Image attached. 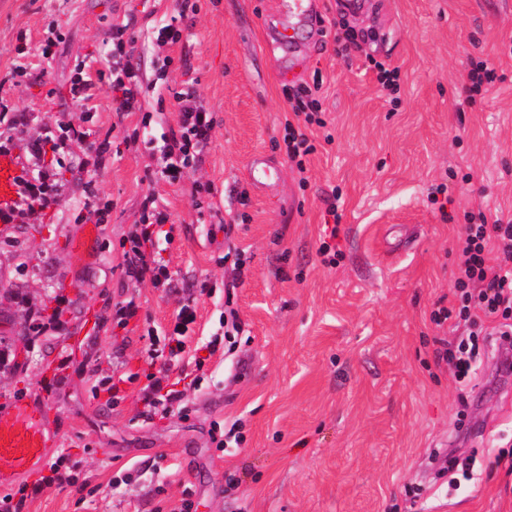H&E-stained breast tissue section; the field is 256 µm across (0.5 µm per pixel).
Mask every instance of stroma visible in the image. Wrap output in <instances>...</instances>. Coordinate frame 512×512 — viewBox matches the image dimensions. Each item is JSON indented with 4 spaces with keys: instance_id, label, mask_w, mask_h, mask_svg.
Here are the masks:
<instances>
[{
    "instance_id": "obj_1",
    "label": "stroma",
    "mask_w": 512,
    "mask_h": 512,
    "mask_svg": "<svg viewBox=\"0 0 512 512\" xmlns=\"http://www.w3.org/2000/svg\"><path fill=\"white\" fill-rule=\"evenodd\" d=\"M190 2L181 15L174 0H0V143L21 184L56 198L0 221V278L25 298L0 316L18 337L44 327L32 360L0 373V408L39 413L48 440L0 497L23 496L19 512H172L185 498L195 512H512V473L497 463L512 449V377L486 355L459 387L437 352L472 324L431 320L457 303L471 217L512 221V0H365L355 13L315 0L321 22L291 51L276 0ZM170 22L180 39L158 50ZM116 25L152 83L139 112L115 111L101 82L85 100L71 93L111 58ZM378 61L399 68L395 89ZM480 61L495 79L472 96ZM316 81L323 123L304 128L317 150L301 173L285 154L282 88ZM188 83L216 125L201 167L173 184L158 148L179 130L172 93ZM257 157L275 171L260 190ZM196 181L212 194L192 197ZM334 191L330 267L319 247ZM148 197L176 226L153 247L170 276L158 288L127 274L122 247ZM88 224L102 234L75 257ZM186 304L200 382L184 412H147L163 360L146 348ZM230 308L242 329L228 338ZM235 422L241 442L220 446ZM59 460L77 482L41 484Z\"/></svg>"
}]
</instances>
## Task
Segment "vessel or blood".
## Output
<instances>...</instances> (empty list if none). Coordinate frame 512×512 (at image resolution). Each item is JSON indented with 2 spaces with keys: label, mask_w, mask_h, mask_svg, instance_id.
Returning a JSON list of instances; mask_svg holds the SVG:
<instances>
[{
  "label": "vessel or blood",
  "mask_w": 512,
  "mask_h": 512,
  "mask_svg": "<svg viewBox=\"0 0 512 512\" xmlns=\"http://www.w3.org/2000/svg\"><path fill=\"white\" fill-rule=\"evenodd\" d=\"M18 167L13 155L0 154V196L16 192ZM46 440L40 418L22 406L0 411V477L26 474L45 456Z\"/></svg>",
  "instance_id": "1"
}]
</instances>
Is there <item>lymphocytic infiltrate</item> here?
I'll list each match as a JSON object with an SVG mask.
<instances>
[{"label":"lymphocytic infiltrate","instance_id":"lymphocytic-infiltrate-1","mask_svg":"<svg viewBox=\"0 0 512 512\" xmlns=\"http://www.w3.org/2000/svg\"><path fill=\"white\" fill-rule=\"evenodd\" d=\"M126 30L112 31V61L108 65L107 79L112 90V105L116 111L135 109L144 91L140 71L123 62ZM173 100L180 108L181 135L171 138L161 150V174L174 182L184 179L198 168L208 150L215 118L195 100L194 90L173 92ZM167 213L158 211L152 200H145L141 222L129 239V262L136 272L149 278L152 284L167 279L168 271L161 260L147 254L148 245L156 238L171 237ZM497 248L503 256L500 263H490L488 252ZM454 286L459 293L458 309H441L435 320L453 317L477 318L484 315L497 317L492 331L481 334L471 332L461 338L455 348L445 350L443 359L451 365L456 378L469 376L479 354L487 353L498 361L500 372L512 374V224L501 221H480L464 228L463 246Z\"/></svg>","mask_w":512,"mask_h":512}]
</instances>
